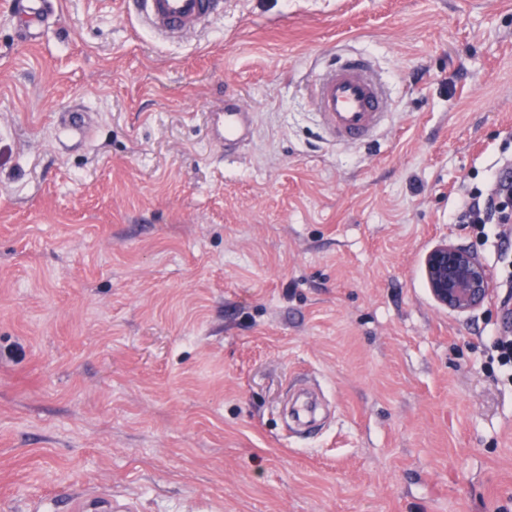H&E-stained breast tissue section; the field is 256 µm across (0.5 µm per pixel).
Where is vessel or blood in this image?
Returning <instances> with one entry per match:
<instances>
[{
  "label": "vessel or blood",
  "mask_w": 512,
  "mask_h": 512,
  "mask_svg": "<svg viewBox=\"0 0 512 512\" xmlns=\"http://www.w3.org/2000/svg\"><path fill=\"white\" fill-rule=\"evenodd\" d=\"M134 13L146 29L167 38L196 33L224 9V0H133ZM13 18L45 25L54 10L52 0H9ZM312 100L327 141L362 145L379 128L389 102L367 61L351 57L315 74ZM212 130L225 150L243 144L251 131L252 114L237 100L225 101L212 113Z\"/></svg>",
  "instance_id": "b4317fda"
}]
</instances>
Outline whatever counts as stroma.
Returning a JSON list of instances; mask_svg holds the SVG:
<instances>
[{
    "label": "stroma",
    "instance_id": "stroma-1",
    "mask_svg": "<svg viewBox=\"0 0 512 512\" xmlns=\"http://www.w3.org/2000/svg\"><path fill=\"white\" fill-rule=\"evenodd\" d=\"M54 3L33 42L0 12V512H512V323L425 275L443 240L512 264L452 221L512 154V5L231 0L170 42L126 0ZM352 53L392 110L334 146L302 86ZM212 130L217 141L230 151L243 144L251 131L252 112L239 100H224V108L211 112Z\"/></svg>",
    "mask_w": 512,
    "mask_h": 512
}]
</instances>
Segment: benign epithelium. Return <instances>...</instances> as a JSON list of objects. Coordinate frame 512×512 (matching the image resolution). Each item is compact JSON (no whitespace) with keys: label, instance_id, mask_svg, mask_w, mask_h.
Listing matches in <instances>:
<instances>
[{"label":"benign epithelium","instance_id":"1","mask_svg":"<svg viewBox=\"0 0 512 512\" xmlns=\"http://www.w3.org/2000/svg\"><path fill=\"white\" fill-rule=\"evenodd\" d=\"M425 275L434 300L459 314L482 307L496 292L494 276L477 251L447 240L427 253Z\"/></svg>","mask_w":512,"mask_h":512}]
</instances>
